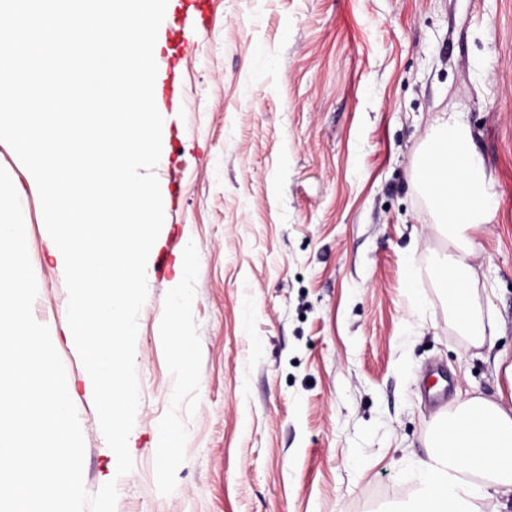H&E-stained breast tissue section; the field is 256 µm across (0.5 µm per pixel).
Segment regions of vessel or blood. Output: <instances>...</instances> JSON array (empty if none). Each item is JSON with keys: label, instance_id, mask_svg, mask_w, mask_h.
<instances>
[{"label": "vessel or blood", "instance_id": "obj_1", "mask_svg": "<svg viewBox=\"0 0 512 512\" xmlns=\"http://www.w3.org/2000/svg\"><path fill=\"white\" fill-rule=\"evenodd\" d=\"M207 8L208 0H168V33L163 43L158 44L154 50L158 68L154 87L157 107L170 110L180 107L184 97V85L178 68L176 33L190 21L201 27L206 26Z\"/></svg>", "mask_w": 512, "mask_h": 512}]
</instances>
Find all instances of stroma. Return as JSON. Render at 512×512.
Listing matches in <instances>:
<instances>
[{
  "instance_id": "obj_1",
  "label": "stroma",
  "mask_w": 512,
  "mask_h": 512,
  "mask_svg": "<svg viewBox=\"0 0 512 512\" xmlns=\"http://www.w3.org/2000/svg\"><path fill=\"white\" fill-rule=\"evenodd\" d=\"M179 35L164 113L165 220L138 321L133 470L99 428L35 180L0 142L85 439L84 484L116 512H396L434 421L494 397L512 344V0H211ZM464 113L492 207L474 299L501 334L468 346L436 275L448 251L416 166ZM193 303L173 314L174 290ZM191 337V370L174 332ZM170 423L180 447L156 461Z\"/></svg>"
}]
</instances>
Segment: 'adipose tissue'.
Here are the masks:
<instances>
[{"instance_id":"obj_1","label":"adipose tissue","mask_w":512,"mask_h":512,"mask_svg":"<svg viewBox=\"0 0 512 512\" xmlns=\"http://www.w3.org/2000/svg\"><path fill=\"white\" fill-rule=\"evenodd\" d=\"M449 130L456 134L454 147L450 154L437 156L434 148ZM417 173L448 240V253L437 268L438 279L449 308L468 305L458 328L471 345H480L486 325L471 306V289L478 281L475 237L484 225L490 196L463 113L444 114L426 133ZM496 367L504 374L508 394L495 400L463 399L441 418V425L463 426L466 434L433 435V449L420 470L419 488L405 512H479V503L496 496L501 508L512 507V350H500Z\"/></svg>"}]
</instances>
